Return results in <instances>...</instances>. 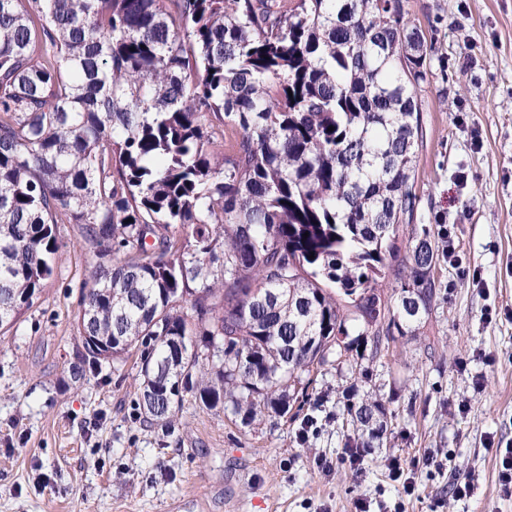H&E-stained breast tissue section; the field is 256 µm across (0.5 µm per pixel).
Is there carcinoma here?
<instances>
[{
  "instance_id": "cac0c4a2",
  "label": "carcinoma",
  "mask_w": 512,
  "mask_h": 512,
  "mask_svg": "<svg viewBox=\"0 0 512 512\" xmlns=\"http://www.w3.org/2000/svg\"><path fill=\"white\" fill-rule=\"evenodd\" d=\"M428 75L403 0H0V329L75 224L74 376L137 355L140 414L167 429L185 392L246 425L286 415L336 336L381 352L373 283L414 212ZM422 236L395 270L425 297L409 317L395 298L401 336L436 293ZM171 336L206 357L184 372ZM347 415L381 437L379 401Z\"/></svg>"
}]
</instances>
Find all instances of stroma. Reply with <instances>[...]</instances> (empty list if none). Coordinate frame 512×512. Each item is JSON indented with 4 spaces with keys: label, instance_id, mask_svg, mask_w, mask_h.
Listing matches in <instances>:
<instances>
[{
    "label": "stroma",
    "instance_id": "1",
    "mask_svg": "<svg viewBox=\"0 0 512 512\" xmlns=\"http://www.w3.org/2000/svg\"><path fill=\"white\" fill-rule=\"evenodd\" d=\"M432 73L418 90L424 141L416 212L399 261L430 228L437 294L387 351L315 369L285 416L252 424L185 395L171 428L136 406L133 359L76 377L90 253L56 227L52 277L0 334V512H512L497 447L512 445V0H405ZM388 412L361 471L345 405ZM415 484L404 494L387 460ZM470 479V496L452 488Z\"/></svg>",
    "mask_w": 512,
    "mask_h": 512
}]
</instances>
